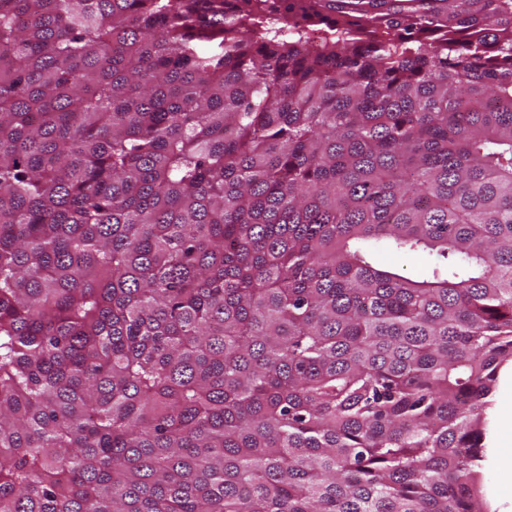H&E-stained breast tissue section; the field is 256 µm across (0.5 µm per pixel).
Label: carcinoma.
<instances>
[{
    "instance_id": "1",
    "label": "carcinoma",
    "mask_w": 512,
    "mask_h": 512,
    "mask_svg": "<svg viewBox=\"0 0 512 512\" xmlns=\"http://www.w3.org/2000/svg\"><path fill=\"white\" fill-rule=\"evenodd\" d=\"M511 360L512 0H0V512H484ZM377 261L381 267L413 277L426 274L430 265V256L426 252L402 255L386 250L378 254ZM509 363V362H508ZM506 363L496 381L493 394L489 398V405L485 411V440L483 447V460L479 468V487L484 500L486 512H491L490 503H496L494 512H512V486L505 487L498 479V476L487 459V448L492 435L497 431H506L512 438V415L502 418L490 417L489 411L494 406L497 407L501 402L508 401L512 406V386L508 391L502 387V371L510 366ZM503 381L507 384L512 383V367L506 369L503 373Z\"/></svg>"
}]
</instances>
